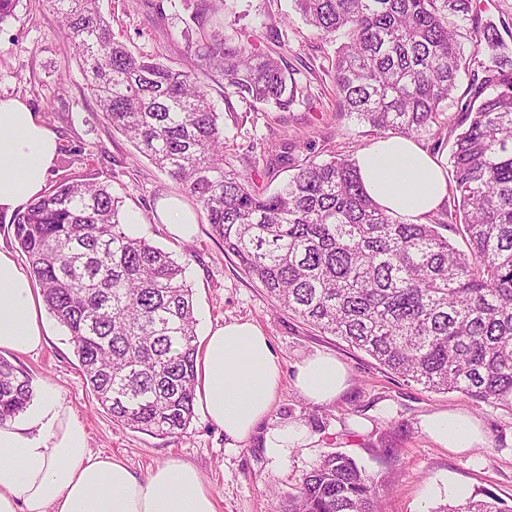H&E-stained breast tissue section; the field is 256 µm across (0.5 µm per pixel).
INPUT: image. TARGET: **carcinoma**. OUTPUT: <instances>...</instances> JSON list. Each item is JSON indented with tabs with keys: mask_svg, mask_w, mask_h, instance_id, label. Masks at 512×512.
Instances as JSON below:
<instances>
[{
	"mask_svg": "<svg viewBox=\"0 0 512 512\" xmlns=\"http://www.w3.org/2000/svg\"><path fill=\"white\" fill-rule=\"evenodd\" d=\"M103 118L208 217L275 306L365 352L407 381L512 407V57L470 0H294L323 35L343 29L333 81L338 111L416 139L451 127L453 207L423 224L394 218L365 192L353 159L293 166L270 194L224 161V121L191 74L134 56L98 0H52ZM210 26L196 56L224 96L290 108L303 89L279 58ZM472 25L473 51L461 29ZM467 111L444 115L460 75ZM459 224L468 251L443 234ZM14 236L48 310L67 329L86 385L117 424L155 435L195 414L193 291L177 258L125 231L110 185L65 179L12 216ZM29 375L0 357V424L29 406ZM273 512H379L376 481L330 453ZM436 512H502L470 499Z\"/></svg>",
	"mask_w": 512,
	"mask_h": 512,
	"instance_id": "1",
	"label": "carcinoma"
}]
</instances>
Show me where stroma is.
Here are the masks:
<instances>
[{"instance_id":"stroma-1","label":"stroma","mask_w":512,"mask_h":512,"mask_svg":"<svg viewBox=\"0 0 512 512\" xmlns=\"http://www.w3.org/2000/svg\"><path fill=\"white\" fill-rule=\"evenodd\" d=\"M200 0H99L117 40L135 56H147L198 73L196 45L202 35L194 15ZM225 34L243 30L261 51L279 53L283 65L298 69L304 96L288 110L251 105L225 97L218 75H199L216 111L224 115V153L240 171L251 173L259 189L270 191L292 173L277 157L292 138L311 141L317 158L328 152L356 156L376 140L369 126L340 117L333 84V62L342 34L322 37L294 10L293 0H209ZM18 98L38 112L58 139L57 159L47 183L86 179L111 185L131 218V230L177 254L195 300L196 332L239 320L257 324L282 361V389L271 419L302 423L312 432L309 446L274 460L264 451L266 426L251 439L228 447L221 428L196 413L188 429L155 436L116 425L85 387L67 330L47 316L43 348L10 360L26 371L34 389L52 385L83 423L92 453L121 460L147 475L169 460L197 467L213 492L219 512H271L294 492L302 476L323 455L353 457L380 480L382 512H436L449 504V485L469 496L497 498L512 512V409L455 391H431L380 367L341 339L306 326L275 308L267 294L224 253L206 215L197 210L166 173L102 118L85 89L84 75L71 57L52 0H19L14 18L0 24V98ZM173 199L193 212L195 232L174 238L156 211ZM335 355L347 367L350 387L336 401L314 405L294 388L295 365L317 353ZM440 410L463 411L481 422L485 446L454 453L437 446L419 428L423 416Z\"/></svg>"}]
</instances>
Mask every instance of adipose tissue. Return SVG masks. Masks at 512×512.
I'll list each match as a JSON object with an SVG mask.
<instances>
[{
    "label": "adipose tissue",
    "mask_w": 512,
    "mask_h": 512,
    "mask_svg": "<svg viewBox=\"0 0 512 512\" xmlns=\"http://www.w3.org/2000/svg\"><path fill=\"white\" fill-rule=\"evenodd\" d=\"M57 154L55 134L17 99H0V212L14 213L45 187ZM356 164L368 195L390 214L420 223L448 203V171L413 139L383 137ZM48 330L42 296L13 256L0 250V353L39 349ZM293 384L309 403L327 404L350 385L336 357L316 353L295 366ZM197 399L232 443L269 419L281 389V360L261 329L232 322L211 330L197 355ZM420 428L440 447L463 452L485 444L478 421L436 411ZM0 512H218L193 465L170 461L147 476L95 455L71 407L54 388L22 421L0 425Z\"/></svg>",
    "instance_id": "1"
}]
</instances>
